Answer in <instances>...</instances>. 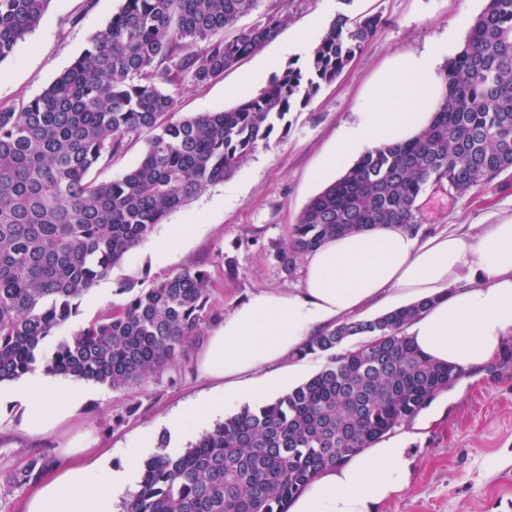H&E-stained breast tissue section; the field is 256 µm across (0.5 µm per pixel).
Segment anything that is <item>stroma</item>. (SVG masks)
Segmentation results:
<instances>
[{"label": "stroma", "mask_w": 512, "mask_h": 512, "mask_svg": "<svg viewBox=\"0 0 512 512\" xmlns=\"http://www.w3.org/2000/svg\"><path fill=\"white\" fill-rule=\"evenodd\" d=\"M486 0H263L264 11L284 22L277 37L259 52L227 70L203 88H174L176 110L187 115L234 107L257 93L288 62L305 59L309 44L297 34L309 20L332 23L338 12L381 13L385 23L344 72L322 86L305 108L288 115L286 131L273 135L229 179L208 187L187 206L156 225L148 243L131 250L97 293L82 304L80 323H87L109 303L121 302L120 284L149 287L153 281L196 263L207 269L211 288L210 318L184 354L144 383L120 391L93 385L83 408L55 433L30 438L17 429L19 404L0 410V480L21 468L34 454L57 457L63 444L91 440L96 454H108L121 465L126 449L135 447L147 427L157 445L171 446L164 424L180 406L208 398L217 382L198 372L206 336L234 306L262 289L293 290L301 271L280 272L272 255L305 204L336 172L321 169L334 147L336 133L354 120L364 93L378 72L397 54L417 52L454 38L464 44ZM121 0H51L40 26L0 62V104L26 101L47 85L104 31ZM420 234L447 228L474 233L482 225L512 216V181L493 182L462 197L443 187L429 188L419 200ZM172 224L196 230L178 249L158 252L149 242L163 239ZM414 433L409 487L381 505L379 512H512V341L498 358L464 372L437 395L415 421L401 425Z\"/></svg>", "instance_id": "1"}]
</instances>
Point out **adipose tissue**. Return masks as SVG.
<instances>
[{
  "label": "adipose tissue",
  "mask_w": 512,
  "mask_h": 512,
  "mask_svg": "<svg viewBox=\"0 0 512 512\" xmlns=\"http://www.w3.org/2000/svg\"><path fill=\"white\" fill-rule=\"evenodd\" d=\"M447 52L440 45L393 57L362 111L339 130L323 169H340L358 153L424 128L444 94ZM424 299L428 309L405 331L423 355L472 370L502 352L512 339V218L476 234L447 229L422 237L383 225L330 239L307 254L300 288L255 292L212 331L200 371L223 380L224 395L171 416V433L188 435L242 396H265L275 383L269 367L338 322L388 302ZM90 395L81 383L36 373L17 392L0 389V406L20 402L19 429L43 436ZM409 442L406 434L388 436L325 470L293 497L288 512H376L410 484ZM153 445V430H145L119 467L111 456L67 449L38 482L26 512H120L135 487L139 454Z\"/></svg>",
  "instance_id": "1"
}]
</instances>
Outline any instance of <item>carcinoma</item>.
Here are the masks:
<instances>
[{"label":"carcinoma","mask_w":512,"mask_h":512,"mask_svg":"<svg viewBox=\"0 0 512 512\" xmlns=\"http://www.w3.org/2000/svg\"><path fill=\"white\" fill-rule=\"evenodd\" d=\"M51 0H0V62L40 25ZM262 0H123L106 29L36 97L0 106V382L37 368L120 390L178 359L209 319L210 275L188 265L149 288L125 284L113 305L66 336L94 287L158 224L230 178L308 106L379 32L378 13H340L306 59L234 107L176 112L169 88L203 87L258 52L281 25ZM236 33L224 36V30ZM448 89L430 124L363 153L300 211L274 258L290 276L327 240L378 224L419 230L430 187L465 196L512 170V0H487L445 65ZM147 135L136 166L97 182ZM422 300L347 319L299 355L326 365L276 399L244 407L179 455L143 463L122 512H286L322 470L412 421L463 374L421 355L404 328ZM35 455L0 483L36 482Z\"/></svg>","instance_id":"obj_1"}]
</instances>
